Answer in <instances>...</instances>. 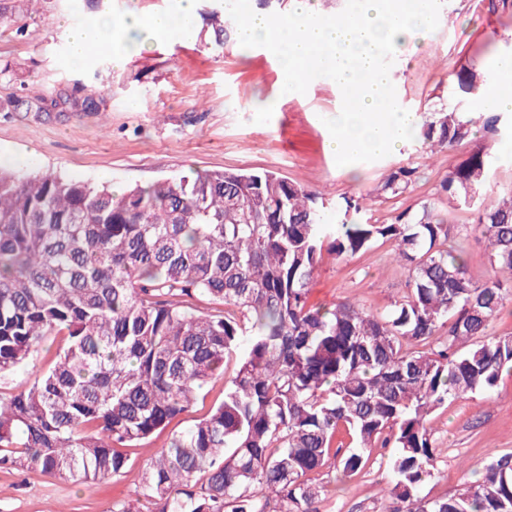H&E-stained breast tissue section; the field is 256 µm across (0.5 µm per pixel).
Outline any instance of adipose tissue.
Returning <instances> with one entry per match:
<instances>
[{
    "label": "adipose tissue",
    "mask_w": 512,
    "mask_h": 512,
    "mask_svg": "<svg viewBox=\"0 0 512 512\" xmlns=\"http://www.w3.org/2000/svg\"><path fill=\"white\" fill-rule=\"evenodd\" d=\"M197 16L195 0H176L174 11L114 20L98 19L91 27L71 30L68 56L77 63L86 62L99 53H108L113 66L119 67L127 60V49L132 35L147 34L162 40L171 35L190 36L194 33Z\"/></svg>",
    "instance_id": "adipose-tissue-1"
}]
</instances>
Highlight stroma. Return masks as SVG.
<instances>
[{
  "mask_svg": "<svg viewBox=\"0 0 512 512\" xmlns=\"http://www.w3.org/2000/svg\"><path fill=\"white\" fill-rule=\"evenodd\" d=\"M209 0H197L198 36L149 41L125 65L107 55L88 62L68 60V30L106 14L170 12L175 0H42L37 10L17 8V23L0 26V157H19V172H57L117 189L144 186L189 169L272 170L307 189L322 192L328 206L323 221L343 218L342 196L364 197L365 218L382 221L393 210L434 202L448 220V242L462 248L471 275H492L489 248L473 229L474 209L438 186L462 162L467 148L423 156L417 143L353 169L337 166L328 147L324 118L340 110L342 94L331 79H314L306 93H284V71L272 52L245 48L227 39L210 42L202 15ZM512 0H444L439 24L427 39L397 45L390 80L398 104L420 113L451 101L454 70L493 69L512 43ZM94 98L97 109L83 103ZM474 141L493 158L486 200L512 191V150L498 135L481 130ZM417 170L405 197L385 201L377 188L392 168ZM392 245L377 241L368 251L340 259L323 250L308 302L330 308L351 299L381 313L407 288L406 266L391 262ZM224 382L216 379L189 411L167 428L129 448L122 474L84 486L38 469H0V512H112L115 504L139 497L142 469L175 434L222 401ZM436 448L437 467L419 489L434 499L461 489L498 454L512 452V370L496 387L436 409L426 419ZM390 448H374L361 473L343 477L337 461L312 474L323 486L321 512H381L382 490L390 475Z\"/></svg>",
  "mask_w": 512,
  "mask_h": 512,
  "instance_id": "1",
  "label": "stroma"
}]
</instances>
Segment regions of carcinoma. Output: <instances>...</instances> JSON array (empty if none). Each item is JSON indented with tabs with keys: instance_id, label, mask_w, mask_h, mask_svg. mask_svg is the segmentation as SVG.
<instances>
[{
	"instance_id": "1",
	"label": "carcinoma",
	"mask_w": 512,
	"mask_h": 512,
	"mask_svg": "<svg viewBox=\"0 0 512 512\" xmlns=\"http://www.w3.org/2000/svg\"><path fill=\"white\" fill-rule=\"evenodd\" d=\"M207 16L224 45L228 10L216 3ZM486 81L455 71L464 99ZM501 120L442 108L421 115L415 139L449 151L476 127L499 133ZM491 165L476 145L440 183L476 208L490 264L507 274L483 281L446 247L448 222L430 201L377 224L345 197L329 234L320 193L271 170L193 171L117 192L0 168V381L44 337H65L51 367L0 395V469L117 476L121 448L164 429L232 361L224 399L144 469L156 512H320L310 474L333 457L354 476L378 446L396 449L383 512H512V453L453 495L418 496L436 464L426 417L512 368V336L487 335L512 302V192L476 199ZM415 174L399 166L378 192L403 196ZM380 239L409 271L387 312L308 305L324 245L344 259ZM202 301L217 308L201 312ZM341 429L355 443L345 451L333 447Z\"/></svg>"
}]
</instances>
